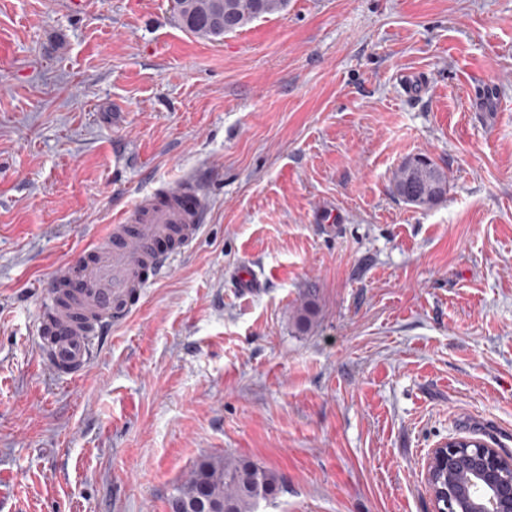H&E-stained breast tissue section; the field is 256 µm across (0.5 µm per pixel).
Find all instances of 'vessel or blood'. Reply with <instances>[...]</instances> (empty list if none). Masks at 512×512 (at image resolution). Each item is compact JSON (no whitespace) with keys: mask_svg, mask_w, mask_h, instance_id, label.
<instances>
[{"mask_svg":"<svg viewBox=\"0 0 512 512\" xmlns=\"http://www.w3.org/2000/svg\"><path fill=\"white\" fill-rule=\"evenodd\" d=\"M206 215L198 181L183 180L139 199L80 263L56 273L37 319L40 352L56 375L85 371L105 330L124 322L144 289L192 246Z\"/></svg>","mask_w":512,"mask_h":512,"instance_id":"b4317fda","label":"vessel or blood"}]
</instances>
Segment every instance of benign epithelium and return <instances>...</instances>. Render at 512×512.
Wrapping results in <instances>:
<instances>
[{"label":"benign epithelium","instance_id":"obj_1","mask_svg":"<svg viewBox=\"0 0 512 512\" xmlns=\"http://www.w3.org/2000/svg\"><path fill=\"white\" fill-rule=\"evenodd\" d=\"M464 459L472 479L466 486L448 485V503H457L466 509L475 505L476 512H512V474L502 468L512 470V458L505 460L494 448L481 444L469 447V441L454 439L434 449L428 455L426 477H431L435 469L448 467Z\"/></svg>","mask_w":512,"mask_h":512}]
</instances>
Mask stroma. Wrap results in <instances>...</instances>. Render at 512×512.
<instances>
[{
	"label": "stroma",
	"mask_w": 512,
	"mask_h": 512,
	"mask_svg": "<svg viewBox=\"0 0 512 512\" xmlns=\"http://www.w3.org/2000/svg\"><path fill=\"white\" fill-rule=\"evenodd\" d=\"M186 176L197 244L57 378L54 274ZM456 438L512 454V0H288L219 44L171 0H0V512H168L214 454L277 472L260 512H433ZM394 193L404 203L426 209L448 192V176L443 167L430 157L419 154L405 160L393 178Z\"/></svg>",
	"instance_id": "obj_1"
}]
</instances>
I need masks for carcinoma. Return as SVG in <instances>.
<instances>
[{
  "label": "carcinoma",
  "mask_w": 512,
  "mask_h": 512,
  "mask_svg": "<svg viewBox=\"0 0 512 512\" xmlns=\"http://www.w3.org/2000/svg\"><path fill=\"white\" fill-rule=\"evenodd\" d=\"M287 6L288 0H175L181 25L210 41H221L224 35ZM393 189L404 203L426 209L446 197L448 176L430 157L419 154L398 168ZM281 488L279 475L266 467L231 455L205 456L170 498L180 503V512H257L260 503L275 499Z\"/></svg>",
  "instance_id": "obj_1"
}]
</instances>
